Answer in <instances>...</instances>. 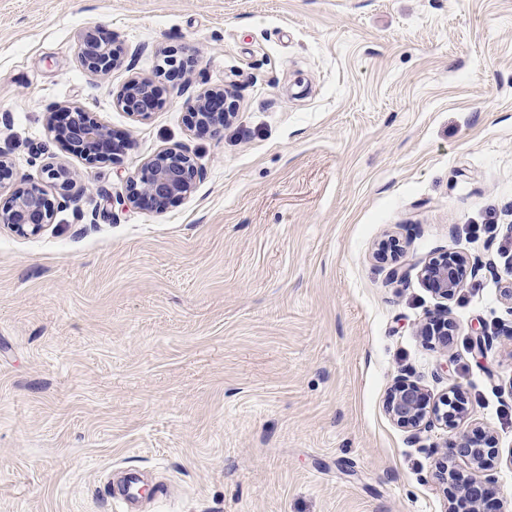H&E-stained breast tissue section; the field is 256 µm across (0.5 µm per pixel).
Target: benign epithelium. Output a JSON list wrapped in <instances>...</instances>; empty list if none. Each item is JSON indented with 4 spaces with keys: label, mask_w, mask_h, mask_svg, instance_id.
<instances>
[{
    "label": "benign epithelium",
    "mask_w": 512,
    "mask_h": 512,
    "mask_svg": "<svg viewBox=\"0 0 512 512\" xmlns=\"http://www.w3.org/2000/svg\"><path fill=\"white\" fill-rule=\"evenodd\" d=\"M83 63L91 70L108 73L122 63V54L116 47L100 39L93 32L81 39ZM115 100L132 118L142 121L158 107L153 82L148 78H130L116 93ZM195 125L205 134L215 135L224 129L235 109V94L228 87L206 89L193 104ZM47 121L52 126L55 143L63 150L75 153L88 162L104 158V154L120 151L124 145L116 143L109 131L98 125L86 110L75 107L68 112H50ZM47 178L61 190L62 201L55 203L36 183L15 188L7 203L0 207V224L22 234H37L51 223L55 206L71 201L70 191L75 181L67 169H44ZM199 170L189 153L183 149L168 148L158 152L126 179V200L139 207L162 210L190 195L195 189ZM482 264L459 251H448L421 264L419 274L434 293L446 301L452 300L463 287L466 274L477 275ZM455 325L449 307L427 317L419 329L442 348L448 346ZM467 411L465 393L451 390L432 400L425 390L414 382L400 380L390 391L387 403L389 417L401 428L417 430L422 425L437 422L453 425ZM496 446L490 435H462L453 440L448 451L436 462V476L453 488L450 512H483V501L490 500V478L485 471L495 458ZM465 458L473 465V472L459 478L451 467L456 458Z\"/></svg>",
    "instance_id": "benign-epithelium-1"
}]
</instances>
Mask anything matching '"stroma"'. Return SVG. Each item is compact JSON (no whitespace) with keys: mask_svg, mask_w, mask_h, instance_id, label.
Masks as SVG:
<instances>
[{"mask_svg":"<svg viewBox=\"0 0 512 512\" xmlns=\"http://www.w3.org/2000/svg\"><path fill=\"white\" fill-rule=\"evenodd\" d=\"M88 30L121 67L82 64ZM133 77L160 98L140 122L114 99ZM224 87L233 119L198 133L187 99ZM64 106L122 152L58 147ZM173 147L193 192L124 203ZM0 149L17 183L76 179L41 233L0 226V512H126L120 468L167 486L145 512H448L435 463L478 426L512 512V0H0ZM449 250L486 267L441 349L417 264ZM400 379L467 416L400 428ZM44 173L47 174V178L52 180L53 183L62 191V201L58 202L56 206L57 210L59 206L63 207L71 201L70 191L72 190L73 182L75 181L74 175L67 169L50 167L45 168Z\"/></svg>","mask_w":512,"mask_h":512,"instance_id":"1","label":"stroma"}]
</instances>
